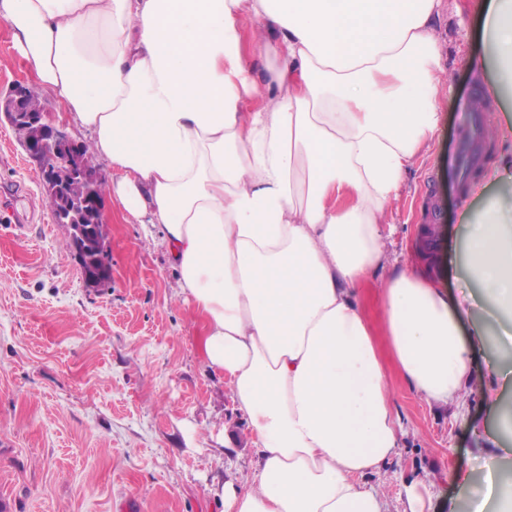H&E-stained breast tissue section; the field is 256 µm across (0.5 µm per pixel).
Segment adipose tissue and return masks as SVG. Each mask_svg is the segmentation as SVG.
I'll return each instance as SVG.
<instances>
[{"mask_svg":"<svg viewBox=\"0 0 512 512\" xmlns=\"http://www.w3.org/2000/svg\"><path fill=\"white\" fill-rule=\"evenodd\" d=\"M442 0H0L60 120L90 135L126 224L159 230L207 368L258 454L223 512H388L371 478L400 414L357 295L383 285L408 387L453 405L484 326L384 250L387 204L438 127ZM253 20L244 29V20ZM492 92L512 83V0H481ZM492 317L512 311V211L465 246Z\"/></svg>","mask_w":512,"mask_h":512,"instance_id":"adipose-tissue-1","label":"adipose tissue"}]
</instances>
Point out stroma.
<instances>
[{
	"mask_svg": "<svg viewBox=\"0 0 512 512\" xmlns=\"http://www.w3.org/2000/svg\"><path fill=\"white\" fill-rule=\"evenodd\" d=\"M439 33L451 76L438 128L388 209L389 259L460 294L448 250L463 247L465 214L483 203L447 176L461 147L460 108L484 76L476 50L478 0H447ZM445 202L441 223L431 200ZM110 281L91 287L56 223L37 167L0 120V512H220V481L251 479L255 451L230 385L210 374L190 309L178 295L158 234L114 220L107 228ZM363 318L393 390L404 434L398 455L373 476L389 512H403L417 482L427 512H471L487 467L512 476V341L489 328L474 352L457 405L443 406L403 382L379 284L359 285ZM496 436L488 442L482 429ZM237 449L226 457L224 447Z\"/></svg>",
	"mask_w": 512,
	"mask_h": 512,
	"instance_id": "obj_1",
	"label": "stroma"
}]
</instances>
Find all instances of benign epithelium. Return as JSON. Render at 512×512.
<instances>
[{
	"instance_id": "7a95c632",
	"label": "benign epithelium",
	"mask_w": 512,
	"mask_h": 512,
	"mask_svg": "<svg viewBox=\"0 0 512 512\" xmlns=\"http://www.w3.org/2000/svg\"><path fill=\"white\" fill-rule=\"evenodd\" d=\"M28 90L27 84L14 83L9 94L0 97V112L21 137L27 157L38 166L56 222L67 226L75 256L89 264L86 282L101 286L106 283L107 258L101 254L89 261L86 246L101 243L105 237L103 178L92 166L85 146L49 121L46 107L29 105Z\"/></svg>"
}]
</instances>
